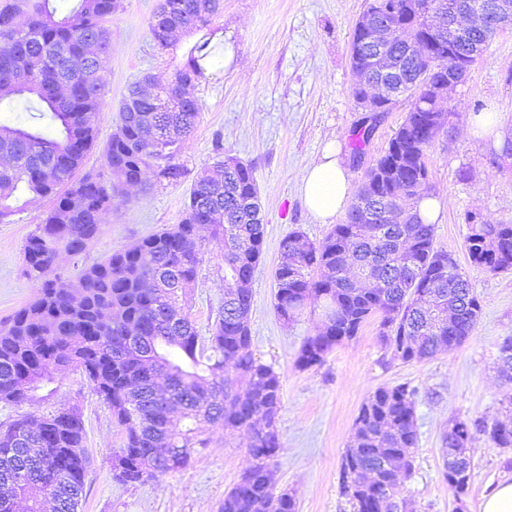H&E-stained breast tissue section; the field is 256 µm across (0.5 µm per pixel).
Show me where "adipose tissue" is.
I'll list each match as a JSON object with an SVG mask.
<instances>
[{
  "label": "adipose tissue",
  "mask_w": 512,
  "mask_h": 512,
  "mask_svg": "<svg viewBox=\"0 0 512 512\" xmlns=\"http://www.w3.org/2000/svg\"><path fill=\"white\" fill-rule=\"evenodd\" d=\"M298 187L310 213L323 224L333 223L347 209L355 191L339 149L331 143L302 171Z\"/></svg>",
  "instance_id": "adipose-tissue-1"
}]
</instances>
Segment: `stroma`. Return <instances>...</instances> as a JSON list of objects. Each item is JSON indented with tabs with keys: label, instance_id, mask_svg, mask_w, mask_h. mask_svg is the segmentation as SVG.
Returning a JSON list of instances; mask_svg holds the SVG:
<instances>
[{
	"label": "stroma",
	"instance_id": "obj_1",
	"mask_svg": "<svg viewBox=\"0 0 512 512\" xmlns=\"http://www.w3.org/2000/svg\"><path fill=\"white\" fill-rule=\"evenodd\" d=\"M158 3L121 0L108 24L110 49L101 61L105 104L83 171L106 174L103 149L119 123V103L130 83L146 74L162 83L171 80L187 67L192 47L218 33L230 44L233 61L194 84L199 117L178 154L185 175L145 192L126 187L87 254L79 260L58 257L62 284L77 289L78 264L94 263L179 223L196 173L212 164L214 143L222 141L226 153L252 166L262 206L263 253L252 281L250 327L254 352L281 380L277 489L294 495L298 512H353L339 493V476L354 421L378 387L404 383L416 391L418 442L410 451L414 471L403 497L416 512H480L484 494L512 481V450L476 436L469 489L459 502L443 476L441 448L443 434L455 420L501 419L512 401V382L499 372V348L512 338V270L477 268L465 248L468 214L512 224V30L492 39L466 81L452 91L453 110L425 155L431 193L445 203L435 224L436 245L453 255L480 301L475 329L451 351L405 363L383 345L375 315L321 365L302 369L296 358L303 342L321 330L322 312L309 308L292 321L279 319L273 272L285 236L298 231L316 243L330 227L308 211L297 190L300 174L333 139L341 145L353 184L361 185L410 104L365 112L352 96L350 43L367 0H224L207 27L177 34L166 47L150 31ZM478 104L497 113L502 142L463 137ZM364 129L370 130V139L363 154L353 155L350 143ZM48 206L45 199L29 201L10 221L0 223V321L36 294L23 274V246ZM200 235L207 240L206 252L185 310L205 336L224 301V266L208 230ZM61 407L80 413L90 453L79 512H217L225 492L251 462L245 435L211 426L207 448L186 469L143 484H117L112 454L122 447L123 433L90 383L72 369L59 373L56 390L46 399L0 403V425Z\"/></svg>",
	"mask_w": 512,
	"mask_h": 512
}]
</instances>
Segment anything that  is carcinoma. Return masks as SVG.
Returning <instances> with one entry per match:
<instances>
[{"label":"carcinoma","instance_id":"1","mask_svg":"<svg viewBox=\"0 0 512 512\" xmlns=\"http://www.w3.org/2000/svg\"><path fill=\"white\" fill-rule=\"evenodd\" d=\"M477 1L495 20L512 0ZM387 19L405 38L389 43L393 80L407 88L411 108L388 149L367 171L348 211L319 243L293 251L302 235L280 243L274 308L288 322L307 306L324 301L334 319L307 338L296 363L321 364L333 347L352 339L371 316L381 317L383 344L404 362L422 361L463 344L481 307L456 260L435 247V227L418 216L428 197L425 153L439 133L443 113L434 111L432 85L459 57L475 62L495 30L471 31L453 49L439 44L431 18L448 23V0H387ZM120 0H7L0 5V101L16 100L22 112H37L51 124L0 123V221L20 209L22 197L49 198L24 245V275L37 288L33 300L0 326V403L19 404L48 390L55 371L80 370L125 432L115 452L112 476L123 484L144 483L185 468L205 429L221 425L247 434L254 463L224 494L219 512H296L292 494L279 490L272 465L281 449L276 420L281 402L278 375L252 349V290L243 287L260 264L263 224L253 204L258 195L253 170L224 153L215 140V161L196 176L179 223L143 238L123 251L82 267L78 296L57 286L61 252L85 254L107 223L112 200L126 185L143 182L145 169L176 182L179 144L194 128L200 107L193 98L170 111L141 84L129 86L119 104V124L104 147L111 179L77 172L96 138V117L104 104L99 56L109 48L106 24ZM223 0H159L150 30L155 41L172 29L205 27ZM66 51L59 69L44 57ZM371 48L354 27L351 67L359 68ZM202 74L198 65L179 71L159 89L177 93ZM388 209L409 215L391 224L387 240H374L370 226ZM466 251L489 272L512 268V224L467 217ZM208 226L224 261V304L210 335H198L182 302L202 264L198 228ZM412 263H407L406 255ZM371 263L375 289L355 288L356 264ZM438 300L432 313L418 304L424 284ZM414 392L404 385L377 388L361 405L351 444L341 465L339 489L354 512H413L401 497L412 475L409 449L417 445ZM482 433L497 448H512V420L491 424L457 421L442 439L443 475L455 498L467 494L472 457L469 445ZM89 459L81 415L57 409L17 419L0 430V512H77Z\"/></svg>","mask_w":512,"mask_h":512}]
</instances>
